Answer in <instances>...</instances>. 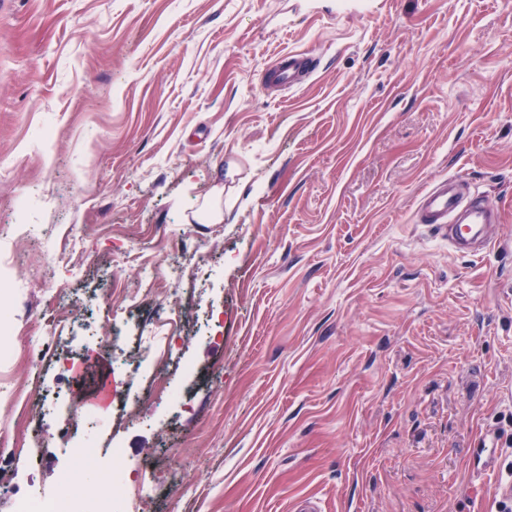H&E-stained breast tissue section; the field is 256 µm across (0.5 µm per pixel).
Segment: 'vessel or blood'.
Returning a JSON list of instances; mask_svg holds the SVG:
<instances>
[{
    "mask_svg": "<svg viewBox=\"0 0 512 512\" xmlns=\"http://www.w3.org/2000/svg\"><path fill=\"white\" fill-rule=\"evenodd\" d=\"M315 70L312 57L295 52L280 55L264 74L263 83L277 88L296 89ZM418 223L447 236L453 248L477 254L494 241L496 211L486 198L473 194L468 182L459 176L439 180L416 199Z\"/></svg>",
    "mask_w": 512,
    "mask_h": 512,
    "instance_id": "vessel-or-blood-1",
    "label": "vessel or blood"
}]
</instances>
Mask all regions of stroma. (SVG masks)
I'll use <instances>...</instances> for the list:
<instances>
[{
	"label": "stroma",
	"mask_w": 512,
	"mask_h": 512,
	"mask_svg": "<svg viewBox=\"0 0 512 512\" xmlns=\"http://www.w3.org/2000/svg\"><path fill=\"white\" fill-rule=\"evenodd\" d=\"M284 51L318 64L286 93ZM455 175L500 211L486 253L415 220ZM0 262L17 495L58 493L78 437L144 477L127 512H497L512 0H0Z\"/></svg>",
	"instance_id": "stroma-1"
}]
</instances>
